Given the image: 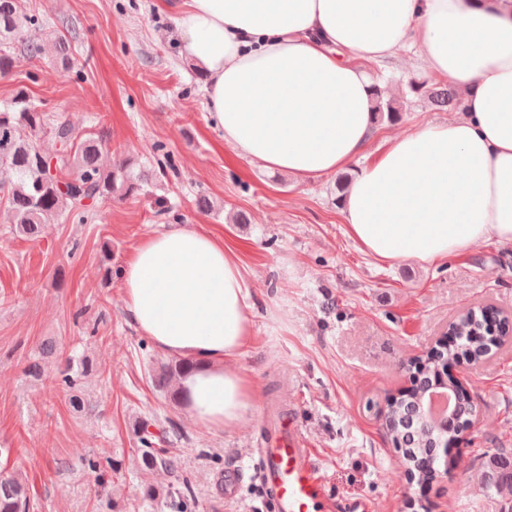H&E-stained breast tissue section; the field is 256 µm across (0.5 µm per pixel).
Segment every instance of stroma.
<instances>
[{
	"label": "stroma",
	"mask_w": 512,
	"mask_h": 512,
	"mask_svg": "<svg viewBox=\"0 0 512 512\" xmlns=\"http://www.w3.org/2000/svg\"><path fill=\"white\" fill-rule=\"evenodd\" d=\"M171 2L20 0L41 17L35 35L46 54L19 57L0 78V103L26 89L79 133L103 136L109 160H130L147 179L137 196L93 202L85 223L63 215L38 242L0 223V448L25 472L36 512H101V489L80 464L85 454L122 461L112 488L120 512H170L161 501L141 505V492L182 477L196 512H274L256 450L285 397L323 478L326 512H512V495L484 478L489 456L512 458V340L462 375L480 422L447 477L411 483L380 420L386 399L411 385L417 359L461 312L512 314V246L490 239L431 265L374 260L346 232L335 175L304 180L225 146L205 110L206 77L177 42ZM61 38L71 42L65 61ZM369 69L405 104L401 120L377 127L371 154L388 138L457 116L412 93L411 80L436 82L413 49ZM158 143L173 170L159 172ZM200 195L213 211L197 209ZM239 211L248 223H231ZM175 224L231 246L253 291L252 335L234 366L252 381L255 401L219 433L156 391L152 375L166 355L135 330L122 301L120 272L134 248ZM48 342L58 361H92L88 413L70 410L54 366L28 375ZM141 419L183 431L172 444L177 470H136ZM233 469L243 478L221 493L218 478Z\"/></svg>",
	"instance_id": "35a3bbf8"
}]
</instances>
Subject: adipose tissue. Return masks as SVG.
<instances>
[{"label": "adipose tissue", "mask_w": 512, "mask_h": 512, "mask_svg": "<svg viewBox=\"0 0 512 512\" xmlns=\"http://www.w3.org/2000/svg\"><path fill=\"white\" fill-rule=\"evenodd\" d=\"M175 22L225 144L304 179L367 153L364 65L417 49L425 71L460 91L463 115L386 141L346 189L347 233L388 264L512 244V0H176ZM121 280L135 329L199 363L180 381L196 420L237 425L255 399L231 366L251 335L253 295L232 250L175 226L140 244Z\"/></svg>", "instance_id": "adipose-tissue-1"}]
</instances>
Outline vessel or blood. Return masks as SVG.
Masks as SVG:
<instances>
[{
	"instance_id": "vessel-or-blood-1",
	"label": "vessel or blood",
	"mask_w": 512,
	"mask_h": 512,
	"mask_svg": "<svg viewBox=\"0 0 512 512\" xmlns=\"http://www.w3.org/2000/svg\"><path fill=\"white\" fill-rule=\"evenodd\" d=\"M259 474L276 512H313L326 502L325 487L311 451L292 420L274 423L270 445L260 452Z\"/></svg>"
}]
</instances>
